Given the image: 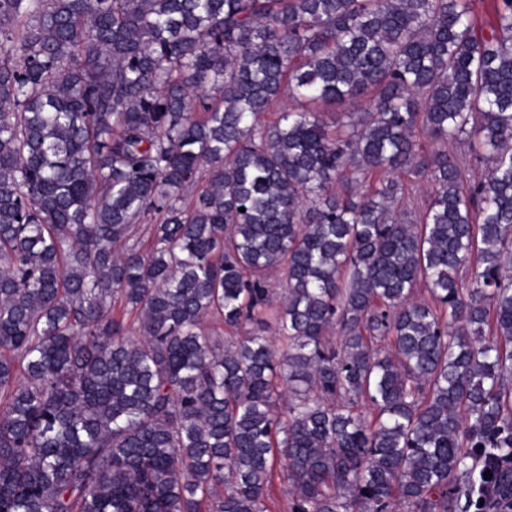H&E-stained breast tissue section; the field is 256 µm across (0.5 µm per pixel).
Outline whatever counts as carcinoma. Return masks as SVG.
Listing matches in <instances>:
<instances>
[{
  "label": "carcinoma",
  "mask_w": 512,
  "mask_h": 512,
  "mask_svg": "<svg viewBox=\"0 0 512 512\" xmlns=\"http://www.w3.org/2000/svg\"><path fill=\"white\" fill-rule=\"evenodd\" d=\"M495 4L0 0V512H512Z\"/></svg>",
  "instance_id": "carcinoma-1"
}]
</instances>
